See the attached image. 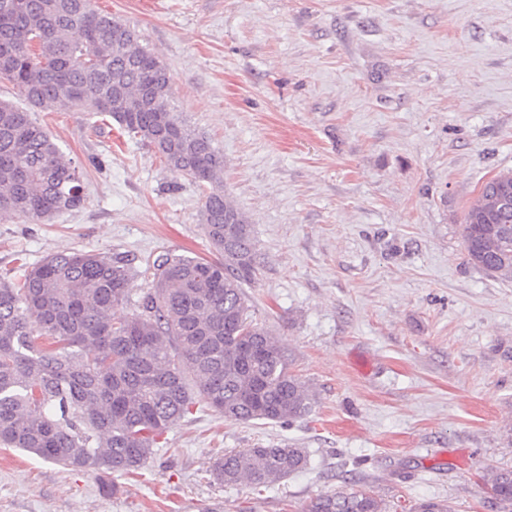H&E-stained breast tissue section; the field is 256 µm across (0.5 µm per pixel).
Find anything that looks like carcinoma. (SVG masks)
<instances>
[{
  "label": "carcinoma",
  "instance_id": "obj_1",
  "mask_svg": "<svg viewBox=\"0 0 512 512\" xmlns=\"http://www.w3.org/2000/svg\"><path fill=\"white\" fill-rule=\"evenodd\" d=\"M0 79L27 103L0 101V215L46 223L85 203L83 174L30 109L46 103L113 119L157 149L166 167L206 187L209 261L162 255L137 270L119 253L62 251L0 278V445L68 470L137 473L158 438L202 402L226 418L280 423L310 414L315 397L288 372L278 341L250 313L244 286L257 271L251 225L224 192V158L173 104L166 66L130 25L94 0H0ZM488 181L462 229L468 261L512 280V209L495 211ZM151 281L134 292V281ZM130 305L118 321L115 307ZM301 448L226 452L220 485L267 488L307 466ZM512 507V469L487 474ZM307 512H388L372 490L321 494Z\"/></svg>",
  "mask_w": 512,
  "mask_h": 512
}]
</instances>
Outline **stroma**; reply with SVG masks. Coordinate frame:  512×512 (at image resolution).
<instances>
[{
  "label": "stroma",
  "mask_w": 512,
  "mask_h": 512,
  "mask_svg": "<svg viewBox=\"0 0 512 512\" xmlns=\"http://www.w3.org/2000/svg\"><path fill=\"white\" fill-rule=\"evenodd\" d=\"M167 66L173 103L224 158L259 256L256 321L314 391L306 417L194 406L106 493L95 475L0 447V512H304L373 487L390 512H500L512 469V281L466 260L464 214L512 169V0H95ZM84 170L48 224L0 216L18 258L119 252L213 259L202 191L110 118L32 111ZM305 449L262 491L213 482L221 451ZM489 490L504 509L512 507V469L495 470L486 476Z\"/></svg>",
  "instance_id": "35a3bbf8"
}]
</instances>
